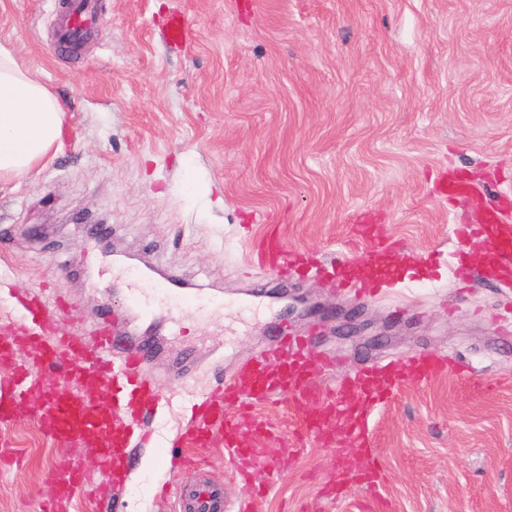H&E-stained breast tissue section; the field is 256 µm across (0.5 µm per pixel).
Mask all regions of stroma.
Listing matches in <instances>:
<instances>
[{
  "instance_id": "35a3bbf8",
  "label": "stroma",
  "mask_w": 512,
  "mask_h": 512,
  "mask_svg": "<svg viewBox=\"0 0 512 512\" xmlns=\"http://www.w3.org/2000/svg\"><path fill=\"white\" fill-rule=\"evenodd\" d=\"M101 26L75 54L53 20L62 0H0V46L60 100L57 151L0 181V318L5 291L58 284L63 331L101 315L146 335L105 274L151 270L214 296L206 311L158 316L149 371L161 407L136 449L119 508L81 497L73 512H169L166 450L194 397L269 345L281 323L355 371L416 351L456 371L409 381L369 424L390 512H512V325L497 282L452 229L512 196V0H97ZM177 48L158 36L173 11ZM481 189L460 201L441 177ZM368 212L398 247L380 269L393 299L335 293L325 279L249 268L268 225L288 248L353 254ZM223 370H216V362ZM496 382L484 393L480 384ZM267 445L293 452L261 512H362L358 480L330 490L336 456L296 450L288 400L257 408ZM23 455L0 475V512H37L42 473L62 450L36 420L0 428Z\"/></svg>"
}]
</instances>
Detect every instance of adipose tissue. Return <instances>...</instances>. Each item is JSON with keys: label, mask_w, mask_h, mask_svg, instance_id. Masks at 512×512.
I'll list each match as a JSON object with an SVG mask.
<instances>
[{"label": "adipose tissue", "mask_w": 512, "mask_h": 512, "mask_svg": "<svg viewBox=\"0 0 512 512\" xmlns=\"http://www.w3.org/2000/svg\"><path fill=\"white\" fill-rule=\"evenodd\" d=\"M63 118L59 99L0 48V179L27 175L55 152Z\"/></svg>", "instance_id": "1"}]
</instances>
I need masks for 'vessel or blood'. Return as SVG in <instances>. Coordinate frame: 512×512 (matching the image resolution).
<instances>
[{
    "instance_id": "b4317fda",
    "label": "vessel or blood",
    "mask_w": 512,
    "mask_h": 512,
    "mask_svg": "<svg viewBox=\"0 0 512 512\" xmlns=\"http://www.w3.org/2000/svg\"><path fill=\"white\" fill-rule=\"evenodd\" d=\"M99 17L95 0H69L59 15L58 28L83 33ZM457 242L482 235L490 244L493 264L512 267V209L489 203L482 224H458ZM258 268L279 274L309 265L308 258L286 250L279 233L269 230L258 242ZM332 284L358 296L379 295L384 284L356 275L355 264L331 266ZM19 313L0 328V425L25 418L37 419L67 453L44 475L49 489L39 512H69L72 500L90 494L116 499L129 478L131 444L148 447L152 434L137 413L156 398L146 373L147 343L124 335L119 328L94 327L90 335L74 336L59 328L64 303L41 294L15 297ZM58 365L68 373L66 384L47 387L43 368ZM449 363L419 353L404 360L376 364L337 380H325L328 362L315 357L310 337L281 328L274 343L261 355L242 363L229 377L195 399L191 415L172 440L180 464L194 468L191 453L221 441L224 455L242 485L236 502L225 501L219 483L202 478L185 485L175 512H257L263 497L248 482L251 472L286 470L287 457L272 455L264 443L271 430L254 414L256 407L288 397V412L299 440L314 438L327 448L360 449L364 455V482L376 490L380 471L368 431V416L385 404L407 380L429 382L448 372ZM98 451L100 481H93L82 449Z\"/></svg>"
}]
</instances>
